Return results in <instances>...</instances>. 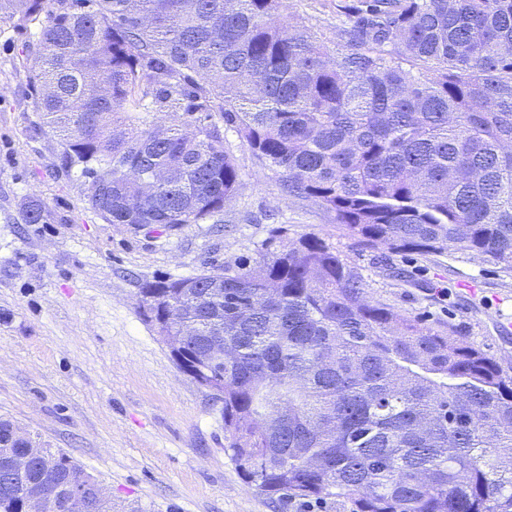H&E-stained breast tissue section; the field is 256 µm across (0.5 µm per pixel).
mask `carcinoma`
Masks as SVG:
<instances>
[{"label": "carcinoma", "mask_w": 512, "mask_h": 512, "mask_svg": "<svg viewBox=\"0 0 512 512\" xmlns=\"http://www.w3.org/2000/svg\"><path fill=\"white\" fill-rule=\"evenodd\" d=\"M283 0H0V28L39 27L27 79L65 166L112 224H197L242 186L214 121L369 248L477 256L512 273V0H361L336 41ZM425 68L420 77L413 69ZM201 112L192 131L152 112ZM143 283V315L176 306L177 367L221 388L227 451L270 496L352 512H512V376L457 334L367 299L316 236L226 269ZM218 340L231 356L213 359ZM0 420V512H76L97 481Z\"/></svg>", "instance_id": "obj_1"}]
</instances>
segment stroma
<instances>
[{
	"label": "stroma",
	"mask_w": 512,
	"mask_h": 512,
	"mask_svg": "<svg viewBox=\"0 0 512 512\" xmlns=\"http://www.w3.org/2000/svg\"><path fill=\"white\" fill-rule=\"evenodd\" d=\"M353 0H285L332 40ZM32 28L0 33V418L70 455L113 503L137 512H349L344 499L282 500L248 483L225 447L224 403L180 371L141 310L160 278L255 266L315 235L360 270L369 298L434 327L454 326L512 375V275L466 254L392 253L343 235L313 200L291 197L231 127L242 187L196 224L109 223L88 202L43 125L26 66ZM40 203L44 223L26 221Z\"/></svg>",
	"instance_id": "1"
}]
</instances>
